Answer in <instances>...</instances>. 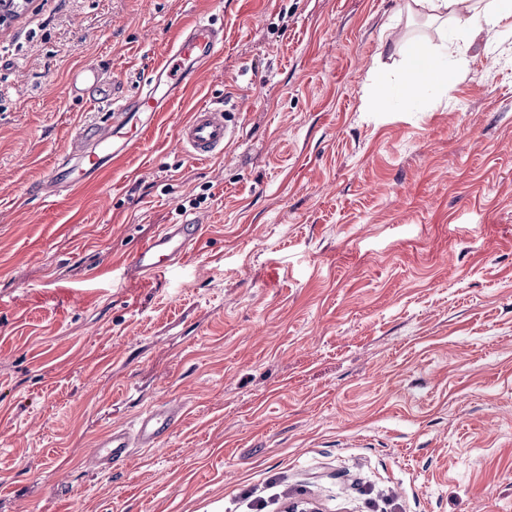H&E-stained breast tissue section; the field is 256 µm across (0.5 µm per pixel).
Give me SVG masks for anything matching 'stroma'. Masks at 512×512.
Returning <instances> with one entry per match:
<instances>
[{
	"instance_id": "35a3bbf8",
	"label": "stroma",
	"mask_w": 512,
	"mask_h": 512,
	"mask_svg": "<svg viewBox=\"0 0 512 512\" xmlns=\"http://www.w3.org/2000/svg\"><path fill=\"white\" fill-rule=\"evenodd\" d=\"M408 0H34L0 31V512H512V31L447 93L363 109ZM220 13L224 55L78 193L46 187L104 113ZM233 105L222 156L177 142ZM203 231L127 274L166 224ZM173 401L112 473L94 442ZM202 224L196 218H184L181 224H167L134 253L130 277H148L176 267L187 256Z\"/></svg>"
}]
</instances>
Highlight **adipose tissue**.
<instances>
[{"mask_svg": "<svg viewBox=\"0 0 512 512\" xmlns=\"http://www.w3.org/2000/svg\"><path fill=\"white\" fill-rule=\"evenodd\" d=\"M412 11L454 23L438 48L431 50L419 43L404 48L405 69L400 84L413 96L425 83L444 90L463 77L465 52L474 34L483 32L495 39L512 30V0H488L482 6L477 0H412Z\"/></svg>", "mask_w": 512, "mask_h": 512, "instance_id": "ef3b65f1", "label": "adipose tissue"}]
</instances>
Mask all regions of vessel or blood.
I'll list each match as a JSON object with an SVG mask.
<instances>
[{"instance_id":"vessel-or-blood-1","label":"vessel or blood","mask_w":512,"mask_h":512,"mask_svg":"<svg viewBox=\"0 0 512 512\" xmlns=\"http://www.w3.org/2000/svg\"><path fill=\"white\" fill-rule=\"evenodd\" d=\"M224 54V29L212 19L199 17L190 22L171 46L165 60L155 68L146 90L129 96L112 95L103 73L93 65L75 76L73 91L86 94L102 104L104 120L77 132L78 141L90 143V150L80 153L78 163L54 168L45 176L46 183L68 182L79 186L93 174L111 165L113 158L132 150L143 131L155 121L159 112L184 95L189 76L213 65ZM233 134L224 109L212 104L196 107L178 131L180 146L193 158L207 160L223 153ZM202 226L194 218L165 225L134 253L131 276L143 278L176 267L187 256ZM183 414L181 405L166 402L145 409L133 429H110L96 444L93 464L99 472L111 473L125 463L133 449H151L169 434Z\"/></svg>"}]
</instances>
